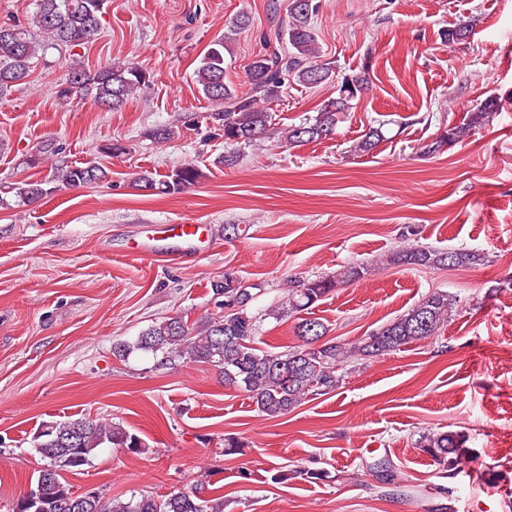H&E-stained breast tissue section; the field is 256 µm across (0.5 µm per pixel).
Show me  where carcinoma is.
<instances>
[{
    "label": "carcinoma",
    "mask_w": 512,
    "mask_h": 512,
    "mask_svg": "<svg viewBox=\"0 0 512 512\" xmlns=\"http://www.w3.org/2000/svg\"><path fill=\"white\" fill-rule=\"evenodd\" d=\"M104 0H37V9L24 24L0 25V98L26 80L34 60L46 58L50 49L73 50L92 41L100 29ZM319 3L315 0H292L289 20L284 27L288 48H275L259 55L249 64L247 92L238 91L225 81L224 50L238 31L249 26L250 17L241 13L221 38L209 44L195 70V82L211 105L205 119L209 127L222 133L227 153L218 162L234 165L241 147L250 146L266 134L272 125V113L266 104L278 99L285 80L291 78L303 86H317L332 77L330 64L320 61L311 24ZM466 23H451L444 33L448 44L469 37ZM353 87L322 106L317 115L299 124L281 129V139L290 146L325 139L335 134L338 114L349 109L350 102L362 93L367 83L364 76L352 77ZM148 72L134 63L109 64L96 71L85 68L76 58L69 59L67 77L59 85L57 96L68 101L75 96H89L99 106L118 110L130 99L150 89ZM501 108V102L489 97L471 113L469 125H481ZM464 128L450 126L433 142L428 151L458 141ZM61 147L52 140L38 146L25 159L29 165L53 158ZM108 176L102 166L86 162L59 164L44 181H21L0 186V208L15 203L37 201L60 187L97 184ZM202 173L192 164L171 171L163 180L143 171L134 180L141 190L161 195H174L195 185ZM486 256L468 249L441 250L413 247L391 252L389 265L407 268L473 267L482 265ZM365 268L348 266L324 277L304 281L288 290V302L277 311L278 317L300 314L338 286L360 279ZM216 295L224 297L227 311L190 325L181 316L156 321L143 329L132 341L118 340L112 354L121 361L132 355L153 359V367L164 369L187 360L214 368L224 385L248 394L259 412L277 418L297 408L309 395L336 389V369L358 352L364 356L383 355L434 335L445 321L451 302L448 295L433 293L386 323L357 346L325 339L327 326L317 318H301L295 334L301 344L281 352L256 346L258 325L251 311L254 294L233 274L213 284ZM124 448L141 454L143 439L117 422L81 418L48 426L33 440V448L44 460L34 487L17 499V503L34 501L46 512H224V496L209 495L208 485L199 481L188 490L172 491L160 498L132 496L127 500H103L100 495L77 501L70 486L62 481V472L79 471L90 464L100 448ZM421 447L437 464L456 469L465 462L461 436L453 431L428 434Z\"/></svg>",
    "instance_id": "cac0c4a2"
}]
</instances>
